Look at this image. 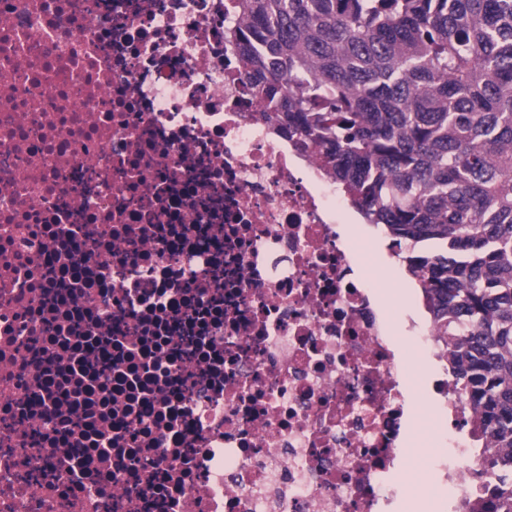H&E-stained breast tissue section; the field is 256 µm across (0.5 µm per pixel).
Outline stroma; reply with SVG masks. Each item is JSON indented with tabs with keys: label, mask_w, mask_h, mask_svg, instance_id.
<instances>
[{
	"label": "stroma",
	"mask_w": 512,
	"mask_h": 512,
	"mask_svg": "<svg viewBox=\"0 0 512 512\" xmlns=\"http://www.w3.org/2000/svg\"><path fill=\"white\" fill-rule=\"evenodd\" d=\"M349 230L363 252L367 274L396 293L395 299L385 302L384 307L392 316L391 339L400 342L408 370L407 392L415 415L413 439L417 446L414 457L402 460L391 472L389 481L428 496L434 504L433 512H451L452 492L435 470L434 458L439 454L452 456L449 441L464 448L473 447L474 442L468 430L449 433L447 400L436 388L437 381L446 379L447 373L432 352L420 344L415 332L407 329L406 320L410 317L418 330L429 325L413 280L389 250L381 228L360 221L350 225Z\"/></svg>",
	"instance_id": "stroma-1"
}]
</instances>
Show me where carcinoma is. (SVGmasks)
<instances>
[{"instance_id": "carcinoma-1", "label": "carcinoma", "mask_w": 512, "mask_h": 512, "mask_svg": "<svg viewBox=\"0 0 512 512\" xmlns=\"http://www.w3.org/2000/svg\"><path fill=\"white\" fill-rule=\"evenodd\" d=\"M279 135L381 226L441 328L473 441L512 448V0H231ZM471 512H512V478Z\"/></svg>"}]
</instances>
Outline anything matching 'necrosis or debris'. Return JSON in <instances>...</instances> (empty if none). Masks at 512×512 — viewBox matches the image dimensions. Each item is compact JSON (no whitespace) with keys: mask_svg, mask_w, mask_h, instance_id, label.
Returning a JSON list of instances; mask_svg holds the SVG:
<instances>
[{"mask_svg":"<svg viewBox=\"0 0 512 512\" xmlns=\"http://www.w3.org/2000/svg\"><path fill=\"white\" fill-rule=\"evenodd\" d=\"M225 58L224 0H0V512H381L379 285Z\"/></svg>","mask_w":512,"mask_h":512,"instance_id":"necrosis-or-debris-1","label":"necrosis or debris"}]
</instances>
